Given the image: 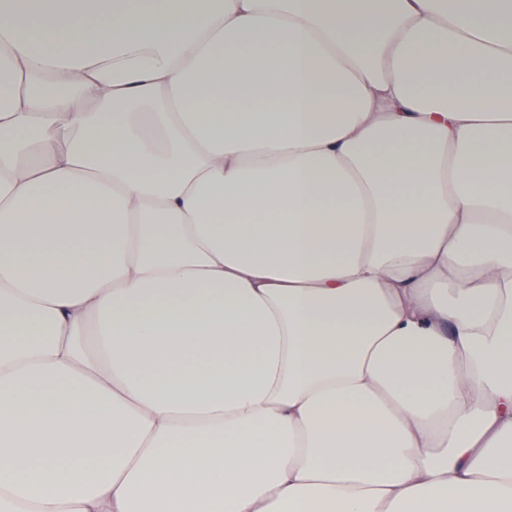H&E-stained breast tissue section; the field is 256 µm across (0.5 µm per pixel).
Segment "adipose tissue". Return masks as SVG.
<instances>
[{
    "mask_svg": "<svg viewBox=\"0 0 512 512\" xmlns=\"http://www.w3.org/2000/svg\"><path fill=\"white\" fill-rule=\"evenodd\" d=\"M0 34V512H512V0Z\"/></svg>",
    "mask_w": 512,
    "mask_h": 512,
    "instance_id": "ef3b65f1",
    "label": "adipose tissue"
}]
</instances>
